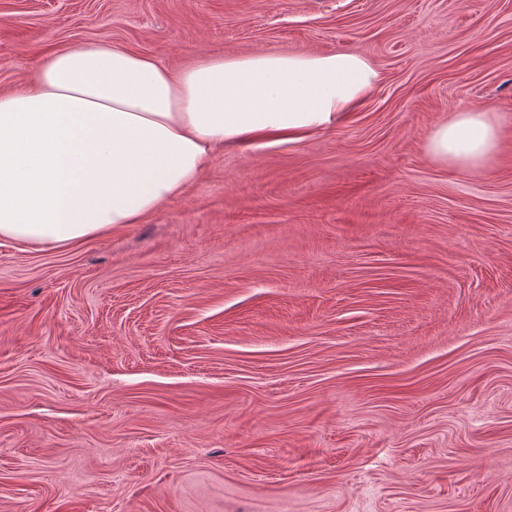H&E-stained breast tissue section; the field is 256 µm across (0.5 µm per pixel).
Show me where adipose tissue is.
Segmentation results:
<instances>
[{
  "label": "adipose tissue",
  "mask_w": 512,
  "mask_h": 512,
  "mask_svg": "<svg viewBox=\"0 0 512 512\" xmlns=\"http://www.w3.org/2000/svg\"><path fill=\"white\" fill-rule=\"evenodd\" d=\"M380 73L346 52L208 56L172 71L102 42L45 57L0 93V239L65 247L136 224L193 183L217 147H275L336 125ZM502 118L451 113L426 142L462 172L492 159Z\"/></svg>",
  "instance_id": "obj_1"
}]
</instances>
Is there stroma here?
Masks as SVG:
<instances>
[{
	"mask_svg": "<svg viewBox=\"0 0 512 512\" xmlns=\"http://www.w3.org/2000/svg\"><path fill=\"white\" fill-rule=\"evenodd\" d=\"M88 42L380 83L139 223L0 240V512H512V0H0V92ZM473 108L490 164L434 163ZM501 129L502 118L496 112H452L431 132L426 152L439 164L462 172L478 171L492 159Z\"/></svg>",
	"mask_w": 512,
	"mask_h": 512,
	"instance_id": "stroma-1",
	"label": "stroma"
}]
</instances>
